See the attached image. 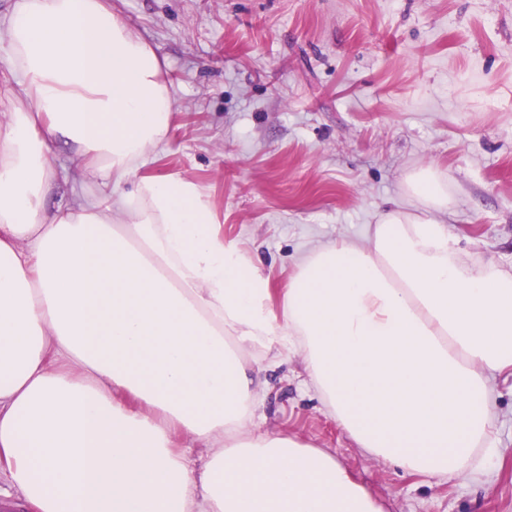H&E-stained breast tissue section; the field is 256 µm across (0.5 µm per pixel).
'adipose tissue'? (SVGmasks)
I'll return each mask as SVG.
<instances>
[{
	"mask_svg": "<svg viewBox=\"0 0 512 512\" xmlns=\"http://www.w3.org/2000/svg\"><path fill=\"white\" fill-rule=\"evenodd\" d=\"M1 41L22 95L0 113V480L31 512H384L327 449L250 431L259 347L298 353L357 447L405 473L497 455L512 273L460 259L443 174L407 173L417 208L381 212L367 244L303 257L277 316L204 191L140 176L174 103L108 0H16ZM61 147L101 191L53 211Z\"/></svg>",
	"mask_w": 512,
	"mask_h": 512,
	"instance_id": "obj_1",
	"label": "adipose tissue"
}]
</instances>
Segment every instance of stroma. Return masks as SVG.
Masks as SVG:
<instances>
[{"mask_svg":"<svg viewBox=\"0 0 512 512\" xmlns=\"http://www.w3.org/2000/svg\"><path fill=\"white\" fill-rule=\"evenodd\" d=\"M158 53L173 100L140 173L201 186L216 228L281 295L299 259L366 242L405 174L448 178L460 258L512 271V0H111ZM55 203L95 195L52 159ZM259 430L328 449L385 512H512V376L492 381L498 456L478 479L408 475L362 454L298 355L260 350Z\"/></svg>","mask_w":512,"mask_h":512,"instance_id":"stroma-1","label":"stroma"}]
</instances>
